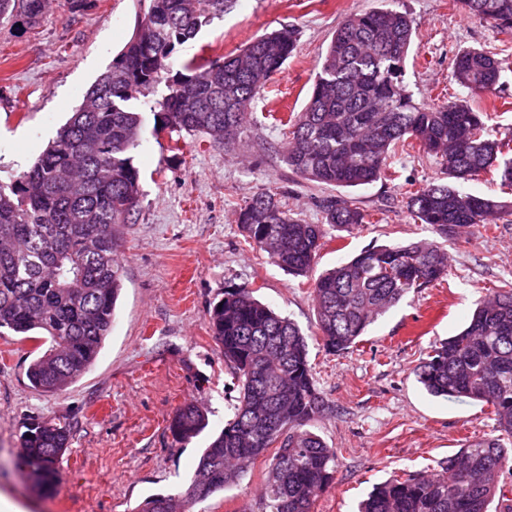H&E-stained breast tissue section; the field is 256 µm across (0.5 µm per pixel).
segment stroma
<instances>
[{"mask_svg": "<svg viewBox=\"0 0 512 512\" xmlns=\"http://www.w3.org/2000/svg\"><path fill=\"white\" fill-rule=\"evenodd\" d=\"M383 0H236L223 17L180 47L178 61L215 59L255 37L295 26L293 55L252 103L243 133L229 146L205 136L146 133L134 150L140 203L119 228L114 247L123 288L112 330L93 367L53 395L26 378L35 342L0 332V496L21 512H133L152 495H177L188 485L202 449L234 412L238 391L208 326V312L225 288L251 283L260 299L289 316L310 338L316 386L330 405L309 425L337 451L336 481L316 497L312 512H357L373 488L393 474L439 469L470 443L495 437L491 407L435 398L413 370L430 346L458 333L475 302L512 282V211L491 227L469 228L441 240L450 273L445 281L408 294L379 318L359 349L325 352L305 278L289 275L253 250L238 212L259 192L279 194L289 213L322 221L318 199L330 189L292 173L281 154L282 131L272 115L307 104L317 65L341 23L382 7ZM414 21L405 81L414 100L436 103L464 48L505 57L495 94L475 96L487 112L491 138L512 137V33L501 34L465 14L457 0H396ZM142 0H95L85 10L48 0L38 26L0 29V178L31 165L70 117L83 93L131 37ZM396 181L347 189L376 223L340 234L328 230L314 266L322 273L371 245L432 238L411 219L402 179L444 182L438 160L414 147L391 157ZM208 415L205 434L175 442L168 423L183 403ZM52 417L74 424L59 462L62 479L48 494L25 481L18 461L23 424ZM263 456L238 484L196 502L187 512H264Z\"/></svg>", "mask_w": 512, "mask_h": 512, "instance_id": "obj_1", "label": "stroma"}]
</instances>
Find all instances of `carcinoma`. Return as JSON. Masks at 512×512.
<instances>
[{"label":"carcinoma","mask_w":512,"mask_h":512,"mask_svg":"<svg viewBox=\"0 0 512 512\" xmlns=\"http://www.w3.org/2000/svg\"><path fill=\"white\" fill-rule=\"evenodd\" d=\"M466 13L502 33L512 32V0H458ZM233 0H147L133 35L85 91L81 103L34 164L0 179V329L50 345L26 369L31 386L62 391L95 362L122 289L112 251L116 226L140 202V172L132 151L147 127L133 105L164 85L153 129L204 134L230 144L241 133L257 95L293 54L290 25L255 37L239 53L192 59L173 70L177 46L224 15ZM47 0H0V26L37 25ZM413 20L380 8L352 15L336 29L305 108L285 121L288 167L310 182L366 186L385 176L397 148L414 140L448 172V183L410 184L404 192L413 220L440 237L488 228L506 205L461 189L481 175L512 186V143L486 132L466 98L436 106L414 102L404 83ZM502 61L465 49L452 63L454 82L469 93L491 92ZM325 223L307 224L285 210L277 194L261 192L239 212L250 243L296 277H309L325 226L347 231L370 223L357 201H319ZM448 255L434 241L374 245L318 275L311 295L323 346L353 349L369 327L409 293L448 277ZM238 285L209 312L212 337L239 388L234 415L204 449L194 476L178 496H151L135 512H180L235 483L244 467L275 449L263 499L268 512H311L315 497L335 480L336 449L306 425L329 409L317 389L308 336ZM430 395L484 402L501 436L472 443L448 457L443 472L402 471L376 487L359 512H512L501 486L512 438V283L477 302L460 333L432 347L413 370ZM209 425L201 408L177 409L169 430L181 443ZM22 469L39 489L56 486L57 464L70 447L71 425L57 418L25 425Z\"/></svg>","instance_id":"carcinoma-1"}]
</instances>
